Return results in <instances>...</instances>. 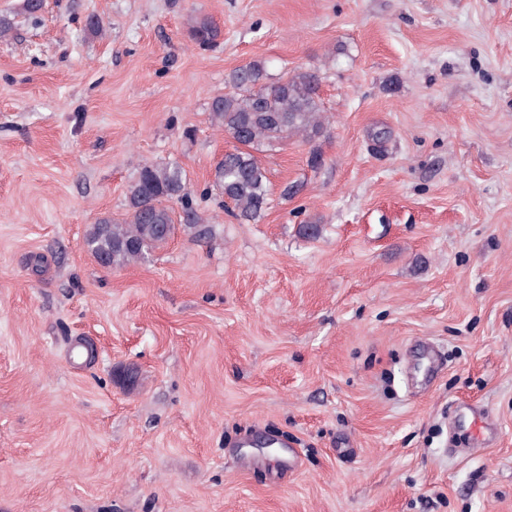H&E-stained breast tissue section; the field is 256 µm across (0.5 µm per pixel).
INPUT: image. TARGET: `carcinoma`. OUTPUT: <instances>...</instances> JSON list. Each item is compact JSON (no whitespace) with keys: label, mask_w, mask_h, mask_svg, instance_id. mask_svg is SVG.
<instances>
[{"label":"carcinoma","mask_w":512,"mask_h":512,"mask_svg":"<svg viewBox=\"0 0 512 512\" xmlns=\"http://www.w3.org/2000/svg\"><path fill=\"white\" fill-rule=\"evenodd\" d=\"M187 33L203 50L224 39L221 26L206 15L191 18ZM229 83L232 91L212 98L208 106L211 124L235 142L215 167L214 187L233 216L258 222L267 209L269 187L254 150L290 136L311 140L322 133L318 76L306 70L269 83L264 63L253 61L234 70ZM171 201L182 204V215L175 214ZM127 207L126 219L103 217L86 236L88 251L107 268L145 259L169 241L177 220L198 238L210 233L191 206L186 173L175 161L143 165L128 188Z\"/></svg>","instance_id":"1"}]
</instances>
